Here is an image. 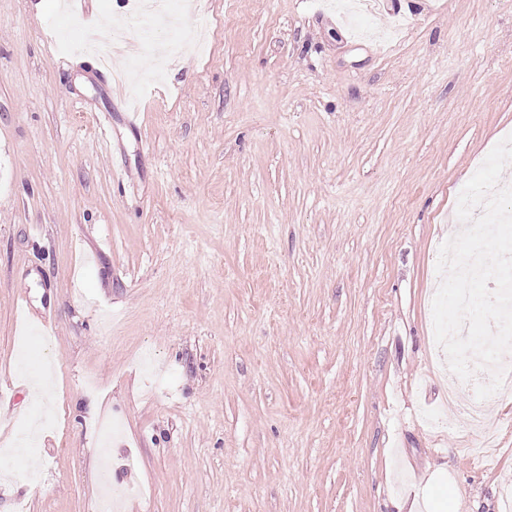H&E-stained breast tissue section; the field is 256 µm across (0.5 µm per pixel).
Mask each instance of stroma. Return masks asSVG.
<instances>
[{
	"instance_id": "35a3bbf8",
	"label": "stroma",
	"mask_w": 512,
	"mask_h": 512,
	"mask_svg": "<svg viewBox=\"0 0 512 512\" xmlns=\"http://www.w3.org/2000/svg\"><path fill=\"white\" fill-rule=\"evenodd\" d=\"M129 9L0 0V451L56 372L0 512H101L107 441L123 512H501L512 392L472 456L431 295L512 0H195L85 50Z\"/></svg>"
}]
</instances>
